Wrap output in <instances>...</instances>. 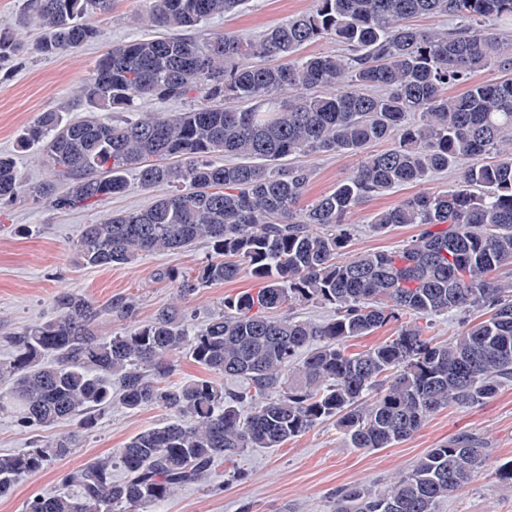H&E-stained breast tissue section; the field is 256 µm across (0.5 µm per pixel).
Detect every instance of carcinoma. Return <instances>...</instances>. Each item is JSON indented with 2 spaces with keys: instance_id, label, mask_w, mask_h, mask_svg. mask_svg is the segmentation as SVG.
Returning a JSON list of instances; mask_svg holds the SVG:
<instances>
[{
  "instance_id": "carcinoma-1",
  "label": "carcinoma",
  "mask_w": 512,
  "mask_h": 512,
  "mask_svg": "<svg viewBox=\"0 0 512 512\" xmlns=\"http://www.w3.org/2000/svg\"><path fill=\"white\" fill-rule=\"evenodd\" d=\"M112 2L25 0L15 28L0 27V61L19 58L17 28L38 30L31 49L40 56L83 47ZM247 3L148 0L135 19L160 35L114 45L97 60L78 89L88 114L45 112L22 132L20 147L35 149L54 182L31 186L0 155L1 206L27 194L56 210L84 208L124 193L130 173L146 191L168 188L146 209L83 225L76 249L85 267L199 241L213 252L193 276L163 273L176 302L125 331L102 336L99 326L132 318L135 300L100 306L67 290L55 297L54 318L0 338L12 349L0 362V412L32 435L29 447L0 454V497L20 475L69 456L114 399L131 411H169L115 454L65 474L25 512H150L175 490L221 476L247 449L278 448L330 419L351 448H390L436 412L481 404L512 382V280L492 275L512 264V39L482 25H512V0H313L255 40L227 30L199 36L207 21ZM434 14L462 25L411 24ZM323 39L347 54H302ZM486 70L501 77L471 81ZM467 81L464 93L448 95ZM145 97L161 107L139 111ZM186 99L198 104L163 108ZM380 140L393 147L366 152ZM322 152L361 161L303 207L311 170L299 158ZM217 154L231 162H213ZM459 162L456 188L375 215L377 232L418 225L409 244L338 259L356 207ZM244 273L261 287L225 297L208 323L191 322L186 303L198 289ZM306 303L333 316H288ZM475 310L483 318L464 321L447 343L420 324ZM404 315L412 321L397 336L347 350L349 339ZM180 353L214 376L170 382ZM223 377L245 386L226 388ZM63 420L77 430L38 438ZM487 463L488 449L458 435L380 487L337 490L333 512H438Z\"/></svg>"
}]
</instances>
